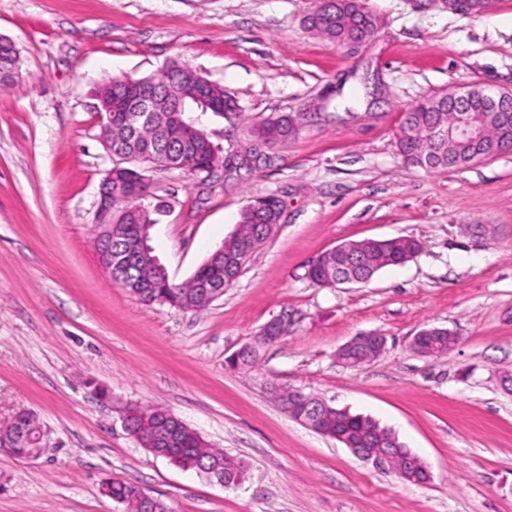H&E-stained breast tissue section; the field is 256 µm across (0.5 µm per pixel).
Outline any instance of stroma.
<instances>
[{
	"label": "stroma",
	"instance_id": "stroma-1",
	"mask_svg": "<svg viewBox=\"0 0 512 512\" xmlns=\"http://www.w3.org/2000/svg\"><path fill=\"white\" fill-rule=\"evenodd\" d=\"M362 2L379 31L352 51L307 29L314 0H0V36L20 53L15 83L0 88V423L28 411L44 433L34 457L0 447V512H124L103 493L110 479L170 512H512V152L434 171L397 148L419 101L474 83L512 89V0L468 13L446 0ZM172 62L239 109L185 107L229 168L147 172L149 245L170 279H189L251 199L283 209L200 312L142 303L95 248L115 158L94 91ZM283 114L295 134L265 147L255 127ZM398 236L420 253L369 283L306 277L342 241ZM277 318L287 335L261 341ZM433 326L456 336L447 356L410 346ZM363 332L385 336L384 352L343 366L338 348ZM246 346L252 366H230ZM276 386L391 428L430 482L300 425ZM145 406L239 459L240 484L138 445L123 418Z\"/></svg>",
	"mask_w": 512,
	"mask_h": 512
}]
</instances>
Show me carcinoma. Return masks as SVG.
Wrapping results in <instances>:
<instances>
[{
    "label": "carcinoma",
    "instance_id": "cac0c4a2",
    "mask_svg": "<svg viewBox=\"0 0 512 512\" xmlns=\"http://www.w3.org/2000/svg\"><path fill=\"white\" fill-rule=\"evenodd\" d=\"M350 2L352 0H341L338 9L327 17L317 11L313 12L307 19L309 27L338 46L346 45L348 35L357 30V14L352 11ZM16 60L17 52L0 44L1 82L7 84L12 81ZM176 75L196 82L202 79L194 70L171 63L160 76L147 77L145 81L161 92ZM95 97L100 110L105 109L107 102H112V154L132 155L138 153L141 147L147 146L154 157L142 159L141 164L153 166L159 162L192 175H210L223 164L207 134L176 123L165 116L159 115L154 122L139 127L134 136L128 134L127 126L124 125L126 109H133L136 104L128 101L126 80L114 79L110 88L104 83L100 84L95 89ZM206 97L209 110L218 115L237 110V103L224 94L223 88L215 84L207 87ZM434 108V101L426 99L415 106L414 111L407 113L400 125L397 145L405 162L418 164L416 150L420 139L414 129H423L433 123L437 116ZM471 117L485 127L494 129V135L477 145L458 141L443 143L439 161L434 169L463 168L470 165L472 155L477 152L489 158L504 149L512 148V121L497 125L496 117L485 111L483 102L479 99L473 104ZM295 130L296 127L288 116L280 115L263 122L256 128L255 134L262 144L274 148L286 143ZM280 206L279 199L271 195L263 197V205L259 209L247 205L241 212L236 230L224 241L223 252L212 257L211 265L201 267L194 277L185 282H157L154 287H148L144 268L150 261L144 256L133 259L119 258V262L112 268V281L144 302L148 300L152 303H167L186 311L200 312L207 307L203 289L200 288L201 282L213 280L220 282L224 287L230 285L228 277L240 270L239 264L246 265L250 261L248 257L241 258L239 243L250 241L254 249L263 244L265 226L277 223ZM112 223L127 225V236L132 238L137 235L139 225L151 224L153 219L149 210L138 207L136 202L129 198V193L121 188L112 197ZM418 248L419 243L408 237L372 239L364 248L360 265L346 267L343 254L336 251L324 256L321 264L307 272V277L313 285L321 287L328 280L336 278V269L339 268L348 277L369 281L380 270L405 263L406 256ZM315 425L321 435L334 438L339 434L365 448L380 447L389 443V439L395 436L394 431L380 426L368 416L353 415L348 411L338 412L334 409L326 413H317ZM169 426L178 429V444L171 448L173 461L178 466L202 472L206 466L217 465L224 472V482L230 483L241 478L244 467L240 461L221 449L211 447L173 413L159 408H134L129 411L126 419V430L138 443ZM25 429L33 439H39L36 419L31 413L22 411L18 416L0 424V436L7 438ZM395 469L400 471L401 479L413 484L423 481L425 475L421 467L407 463L402 448L397 449L395 453ZM104 489L110 498L125 505L126 512H146L147 506L151 508V512H169L164 501L146 494L131 482L109 480L105 483Z\"/></svg>",
    "mask_w": 512,
    "mask_h": 512
}]
</instances>
